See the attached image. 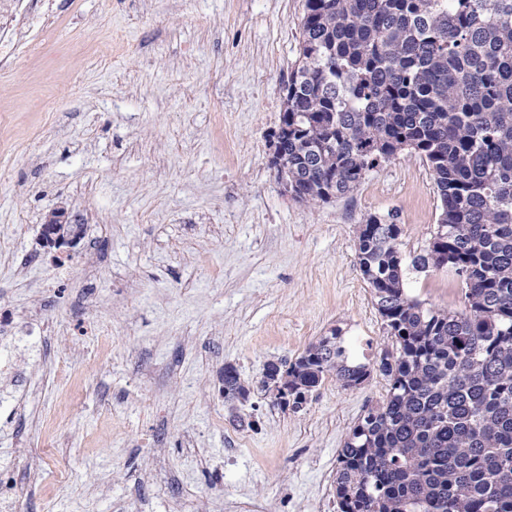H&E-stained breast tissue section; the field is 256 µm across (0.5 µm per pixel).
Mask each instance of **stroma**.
Instances as JSON below:
<instances>
[{
    "instance_id": "obj_1",
    "label": "stroma",
    "mask_w": 512,
    "mask_h": 512,
    "mask_svg": "<svg viewBox=\"0 0 512 512\" xmlns=\"http://www.w3.org/2000/svg\"><path fill=\"white\" fill-rule=\"evenodd\" d=\"M59 17L54 58L18 49L0 68V312L41 315V337L0 336V474L66 446L25 483L27 512H338L350 428L381 403L374 374L329 379L300 412L259 388L341 328L356 356L388 343L357 266L364 216L396 212L402 254L425 249L438 198L401 153L346 197L306 205L267 163L297 57L305 0H23ZM66 209L100 263L56 264L41 226ZM413 296L465 306L450 269L409 272ZM104 360L91 352L101 331ZM79 372L64 392L54 375ZM251 395L229 413L225 366Z\"/></svg>"
}]
</instances>
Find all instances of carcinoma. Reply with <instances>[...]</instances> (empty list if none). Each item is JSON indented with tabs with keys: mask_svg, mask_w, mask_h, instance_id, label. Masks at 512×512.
I'll return each mask as SVG.
<instances>
[{
	"mask_svg": "<svg viewBox=\"0 0 512 512\" xmlns=\"http://www.w3.org/2000/svg\"><path fill=\"white\" fill-rule=\"evenodd\" d=\"M281 120L299 201L345 197L408 152L439 205L409 259L394 214L356 229L391 345L362 362L333 328L267 362L261 390L296 413L329 378L386 380L339 450V512H512V0H306ZM411 268L454 271L465 311L411 296ZM222 393L234 410L251 388L226 366Z\"/></svg>",
	"mask_w": 512,
	"mask_h": 512,
	"instance_id": "obj_1",
	"label": "carcinoma"
}]
</instances>
